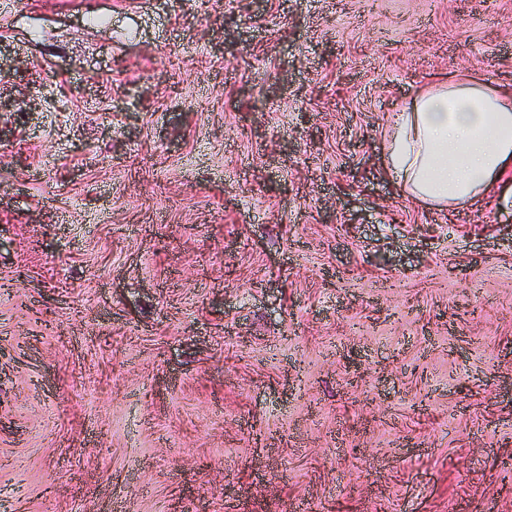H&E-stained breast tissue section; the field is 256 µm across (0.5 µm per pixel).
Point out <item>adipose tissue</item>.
<instances>
[{"label":"adipose tissue","instance_id":"ef3b65f1","mask_svg":"<svg viewBox=\"0 0 512 512\" xmlns=\"http://www.w3.org/2000/svg\"><path fill=\"white\" fill-rule=\"evenodd\" d=\"M387 173L406 197L453 209L497 192L512 163V91L461 75L417 91L390 118Z\"/></svg>","mask_w":512,"mask_h":512}]
</instances>
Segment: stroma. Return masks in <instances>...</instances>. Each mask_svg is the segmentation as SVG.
<instances>
[{"instance_id":"1","label":"stroma","mask_w":512,"mask_h":512,"mask_svg":"<svg viewBox=\"0 0 512 512\" xmlns=\"http://www.w3.org/2000/svg\"><path fill=\"white\" fill-rule=\"evenodd\" d=\"M512 87V0H0V512H512V208L386 116Z\"/></svg>"}]
</instances>
